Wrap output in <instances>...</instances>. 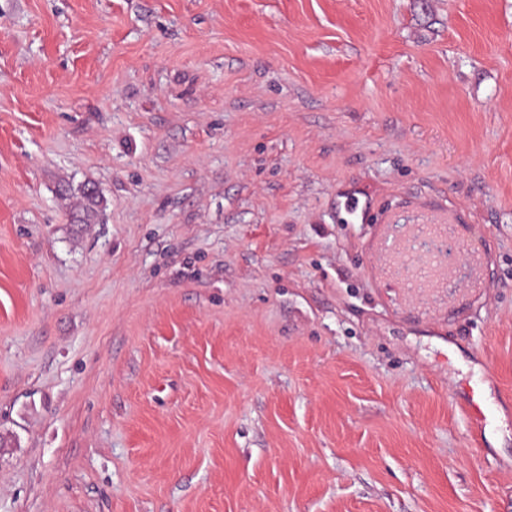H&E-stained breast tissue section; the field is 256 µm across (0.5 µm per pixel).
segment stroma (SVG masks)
Returning a JSON list of instances; mask_svg holds the SVG:
<instances>
[{"label":"stroma","instance_id":"1","mask_svg":"<svg viewBox=\"0 0 512 512\" xmlns=\"http://www.w3.org/2000/svg\"><path fill=\"white\" fill-rule=\"evenodd\" d=\"M0 512H512V0H0ZM83 198L82 214L76 221L81 224H92L98 207L103 202V197L94 184L87 183L83 188ZM465 224H381L372 243L371 274L397 288L395 300L408 308L444 305L461 288H489L483 257L471 244ZM449 248L430 247L443 240ZM421 242L427 245L420 247ZM437 290V292H436Z\"/></svg>","mask_w":512,"mask_h":512}]
</instances>
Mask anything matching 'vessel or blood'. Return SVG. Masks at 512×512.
<instances>
[{
	"instance_id": "1",
	"label": "vessel or blood",
	"mask_w": 512,
	"mask_h": 512,
	"mask_svg": "<svg viewBox=\"0 0 512 512\" xmlns=\"http://www.w3.org/2000/svg\"><path fill=\"white\" fill-rule=\"evenodd\" d=\"M373 275L396 290L399 305H444L461 289L489 285L484 260L461 224H383L372 243Z\"/></svg>"
}]
</instances>
